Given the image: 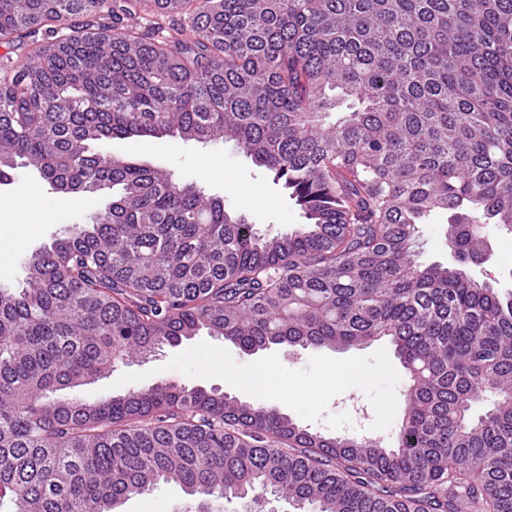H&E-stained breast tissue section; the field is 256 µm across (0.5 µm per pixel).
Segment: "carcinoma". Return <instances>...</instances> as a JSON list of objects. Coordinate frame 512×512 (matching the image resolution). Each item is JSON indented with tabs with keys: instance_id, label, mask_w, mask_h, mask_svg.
I'll list each match as a JSON object with an SVG mask.
<instances>
[{
	"instance_id": "carcinoma-1",
	"label": "carcinoma",
	"mask_w": 512,
	"mask_h": 512,
	"mask_svg": "<svg viewBox=\"0 0 512 512\" xmlns=\"http://www.w3.org/2000/svg\"><path fill=\"white\" fill-rule=\"evenodd\" d=\"M0 44V183L112 189L0 288V500L119 512L173 483L182 512H512V292L470 274L512 237V0H0ZM132 137L231 141L306 222L261 236L93 149ZM439 210L452 261L421 265ZM202 330L245 353L388 339L397 446L217 388L62 394Z\"/></svg>"
}]
</instances>
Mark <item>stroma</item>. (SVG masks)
Returning <instances> with one entry per match:
<instances>
[{"mask_svg": "<svg viewBox=\"0 0 512 512\" xmlns=\"http://www.w3.org/2000/svg\"><path fill=\"white\" fill-rule=\"evenodd\" d=\"M98 149L167 168L177 182L204 187L207 193L223 197L227 210L257 224L261 233H288L304 221L281 186L233 143L113 139L100 142ZM50 194L48 184L28 168L14 170L12 182L0 184V287H19L26 276V255L50 244L69 226L85 223L91 213L112 200L111 191L105 190L87 197L85 203L57 207L45 223L22 230L17 224L18 204ZM447 222V213L440 212L419 225V263L447 262L443 237ZM160 381L173 386L218 387L241 400L278 407L301 427L323 436L368 438L390 447L404 407L407 375L392 346L384 341L343 350L276 347L248 355L202 331L146 361L116 363L109 374L79 387L77 393L97 399ZM185 501L180 487L161 485L132 497L122 512H176Z\"/></svg>", "mask_w": 512, "mask_h": 512, "instance_id": "35a3bbf8", "label": "stroma"}]
</instances>
